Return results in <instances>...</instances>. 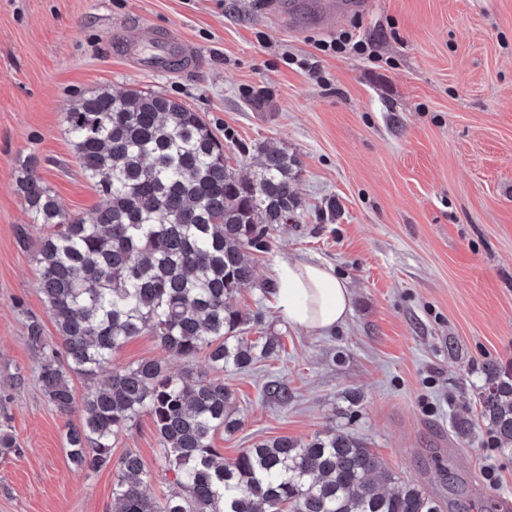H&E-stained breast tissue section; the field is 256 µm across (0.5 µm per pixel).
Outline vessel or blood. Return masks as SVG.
I'll list each match as a JSON object with an SVG mask.
<instances>
[{
	"instance_id": "vessel-or-blood-1",
	"label": "vessel or blood",
	"mask_w": 512,
	"mask_h": 512,
	"mask_svg": "<svg viewBox=\"0 0 512 512\" xmlns=\"http://www.w3.org/2000/svg\"><path fill=\"white\" fill-rule=\"evenodd\" d=\"M120 47L125 55L135 58L148 71L179 68L194 55L189 44L166 34L144 36L129 33L123 36Z\"/></svg>"
}]
</instances>
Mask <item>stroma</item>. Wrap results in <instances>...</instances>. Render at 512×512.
Listing matches in <instances>:
<instances>
[{"mask_svg": "<svg viewBox=\"0 0 512 512\" xmlns=\"http://www.w3.org/2000/svg\"><path fill=\"white\" fill-rule=\"evenodd\" d=\"M290 2L0 0V417L18 445L0 455V512H112L114 468L71 464L66 427L79 417L57 413L37 382L27 318L56 330L35 250L16 241L30 221L16 184L28 160L67 211L98 207L63 114L105 86L183 102L242 178L265 147L298 161V215L255 253V285L236 298L245 336L278 337L281 349L224 372L242 421L215 437L225 460L260 439L334 428L449 512L512 504V454L494 448L477 397L488 366L512 368V0H367L324 22ZM138 29L178 34L195 64L137 69L118 43ZM344 31L367 52L319 50ZM298 262L349 281L352 310L335 331L293 326L261 292ZM144 359L186 366L150 335L114 363ZM271 379L287 403L264 394ZM460 420L469 436L456 434ZM128 452L150 472V497L175 491L149 416L112 456Z\"/></svg>", "mask_w": 512, "mask_h": 512, "instance_id": "35a3bbf8", "label": "stroma"}]
</instances>
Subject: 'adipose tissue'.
Returning a JSON list of instances; mask_svg holds the SVG:
<instances>
[{
    "instance_id": "adipose-tissue-1",
    "label": "adipose tissue",
    "mask_w": 512,
    "mask_h": 512,
    "mask_svg": "<svg viewBox=\"0 0 512 512\" xmlns=\"http://www.w3.org/2000/svg\"><path fill=\"white\" fill-rule=\"evenodd\" d=\"M274 295L281 314L310 333L322 334L335 329L351 311V288L333 267L325 264L283 266Z\"/></svg>"
}]
</instances>
